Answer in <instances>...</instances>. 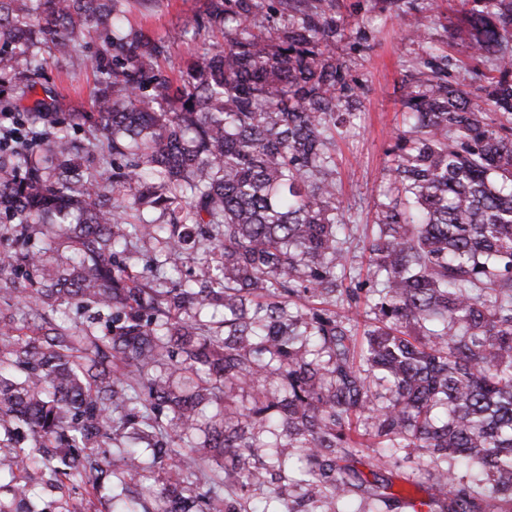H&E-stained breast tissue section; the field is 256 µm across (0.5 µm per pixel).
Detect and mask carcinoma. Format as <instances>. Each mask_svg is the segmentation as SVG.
Here are the masks:
<instances>
[{"label": "carcinoma", "instance_id": "obj_1", "mask_svg": "<svg viewBox=\"0 0 512 512\" xmlns=\"http://www.w3.org/2000/svg\"><path fill=\"white\" fill-rule=\"evenodd\" d=\"M451 2L493 74L473 95L430 51L427 78L402 83L363 278L336 197V129L360 85L336 61L335 0H278L270 28L253 0H208L184 35L222 41L177 87L165 45L123 25L129 0H0L1 112L55 113L49 90L22 107L10 88L36 91L43 47L66 60L104 42L85 141L54 120L0 166V277L41 271L19 298L0 288L14 512H45L32 470L112 483L108 512H339L355 489L392 512L350 462L367 450L385 468L405 448L422 450L429 512H512V0ZM90 152L110 168L84 170ZM132 236L160 244L147 269L122 248ZM201 244L193 283L154 287ZM62 304L94 313L64 327Z\"/></svg>", "mask_w": 512, "mask_h": 512}]
</instances>
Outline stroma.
Returning a JSON list of instances; mask_svg holds the SVG:
<instances>
[{
	"mask_svg": "<svg viewBox=\"0 0 512 512\" xmlns=\"http://www.w3.org/2000/svg\"><path fill=\"white\" fill-rule=\"evenodd\" d=\"M206 4L207 0H168L167 7L157 13L135 10L129 15L132 25L165 43L167 54L161 67L172 81H179L182 66L199 57L204 44L212 40L207 33L194 39L185 34ZM336 15L346 21L336 43V57L347 77L363 86L350 124L336 135L339 200L353 223L370 225L375 221V203L387 185L389 150L402 126L397 102L401 82L404 75L414 72L426 46L406 39L410 22L418 16H429L428 44L447 51L449 80L464 81L468 91L480 93L488 67L482 63L477 69L464 70V63L472 55L466 22L446 0H337ZM102 49L101 39L94 36L85 39L78 57L70 61L51 57L44 67L43 82L58 96V116L73 120L72 133L79 141L85 139L87 127L78 123L77 117L93 109L96 76L89 60ZM354 466L364 478L375 475L389 482L396 496L410 499L423 495L407 478L409 461L399 460L397 467L377 472L364 454Z\"/></svg>",
	"mask_w": 512,
	"mask_h": 512,
	"instance_id": "obj_1",
	"label": "stroma"
}]
</instances>
